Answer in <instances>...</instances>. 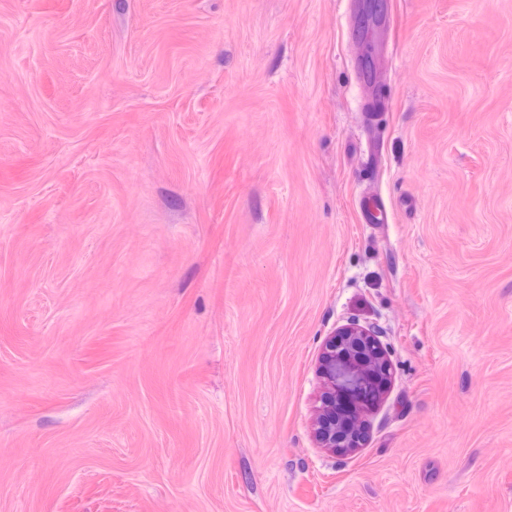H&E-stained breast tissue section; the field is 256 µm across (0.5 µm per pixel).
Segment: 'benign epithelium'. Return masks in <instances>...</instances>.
Segmentation results:
<instances>
[{
	"instance_id": "obj_1",
	"label": "benign epithelium",
	"mask_w": 512,
	"mask_h": 512,
	"mask_svg": "<svg viewBox=\"0 0 512 512\" xmlns=\"http://www.w3.org/2000/svg\"><path fill=\"white\" fill-rule=\"evenodd\" d=\"M323 381L314 437L320 448L347 453L365 438V414L382 403L390 363L375 327L351 321L325 341L319 361Z\"/></svg>"
}]
</instances>
